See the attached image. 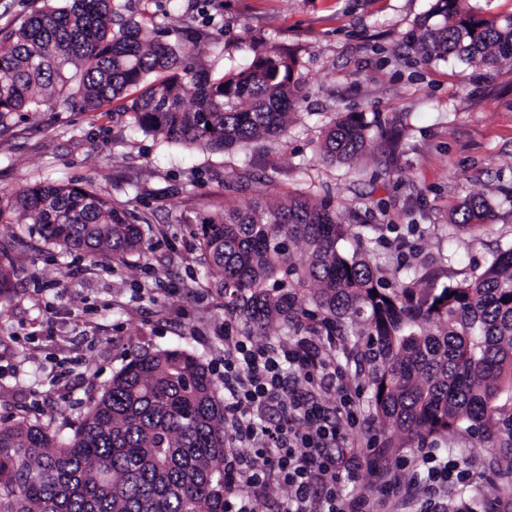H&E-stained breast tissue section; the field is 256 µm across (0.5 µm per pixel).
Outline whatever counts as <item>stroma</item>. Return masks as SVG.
Instances as JSON below:
<instances>
[{
	"mask_svg": "<svg viewBox=\"0 0 512 512\" xmlns=\"http://www.w3.org/2000/svg\"><path fill=\"white\" fill-rule=\"evenodd\" d=\"M433 0H133L137 17L169 13V38L203 47L213 71L249 63L257 42L295 50L301 99L285 135L221 153L131 134L123 117L78 112L53 101L0 126V191L24 182H90L114 207L136 214L143 254L93 266L22 244L15 288L0 304V419L26 415L55 427L77 420L112 382L124 357L183 348L214 375L229 319L204 288L195 231L222 202L244 207L257 195L330 197L352 220L340 248L364 247L389 284L407 269L448 284L480 274L512 247V67L485 73L423 62L407 48ZM346 112L381 117L398 131L391 157L376 143L356 165L329 164L321 137ZM272 175L263 183L264 175ZM482 196L494 222L452 224V211ZM338 360L361 399L350 439L391 464L413 447H383L366 399L367 380L346 348ZM495 435L459 428L434 445L467 459L480 488L444 492L462 512H512V451Z\"/></svg>",
	"mask_w": 512,
	"mask_h": 512,
	"instance_id": "1",
	"label": "stroma"
}]
</instances>
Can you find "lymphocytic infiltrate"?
Returning <instances> with one entry per match:
<instances>
[{"mask_svg":"<svg viewBox=\"0 0 512 512\" xmlns=\"http://www.w3.org/2000/svg\"><path fill=\"white\" fill-rule=\"evenodd\" d=\"M224 391L228 441L235 449L224 460L227 487L243 485L253 497L271 483L288 490L283 512H379L393 495L408 496L412 512H448L437 492L470 486L471 474L457 458L432 451L414 457L411 479L392 478L380 458L336 454L357 421L353 398L342 383L337 343L330 336H292L254 343L233 323H225ZM378 482V496L345 495L340 487L362 472Z\"/></svg>","mask_w":512,"mask_h":512,"instance_id":"1","label":"lymphocytic infiltrate"}]
</instances>
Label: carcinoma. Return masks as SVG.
Returning a JSON list of instances; mask_svg holds the SVG:
<instances>
[{"label":"carcinoma","mask_w":512,"mask_h":512,"mask_svg":"<svg viewBox=\"0 0 512 512\" xmlns=\"http://www.w3.org/2000/svg\"><path fill=\"white\" fill-rule=\"evenodd\" d=\"M127 0H58L22 24L0 28V125L62 99L84 112L129 117L132 130L203 151L288 131L299 99L296 54L253 48L240 69L213 76ZM410 48L428 62L473 69L512 66V15L484 18L470 0H435ZM380 120L347 112L325 133L326 162L352 164L383 136ZM486 201L452 217L488 224ZM0 224L91 265L142 250L139 225L93 184L25 183L0 192ZM348 225L329 199L256 197L225 203L196 237L209 287L247 334L278 324L355 336L367 366L368 404L384 447L425 445L461 425L512 443V248L479 275L439 288L408 275L396 287L365 253L339 242ZM20 236L0 239V299L11 288ZM64 437L24 416L0 421V512H224V401L198 357L145 350L67 425Z\"/></svg>","instance_id":"carcinoma-1"}]
</instances>
